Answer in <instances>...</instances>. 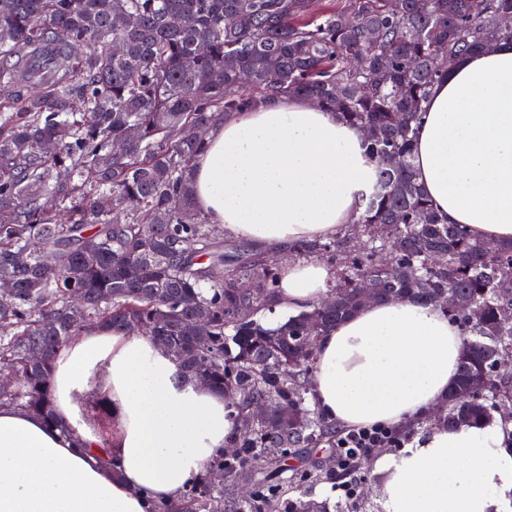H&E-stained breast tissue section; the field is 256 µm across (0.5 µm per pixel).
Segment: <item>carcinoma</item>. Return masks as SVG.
<instances>
[{"instance_id":"cac0c4a2","label":"carcinoma","mask_w":512,"mask_h":512,"mask_svg":"<svg viewBox=\"0 0 512 512\" xmlns=\"http://www.w3.org/2000/svg\"><path fill=\"white\" fill-rule=\"evenodd\" d=\"M509 16L512 0H0V88L11 92L0 101V278L14 283L0 292V366L16 376L0 386V405L61 426L50 374L72 337L105 325L162 338L185 373L228 394L234 419L259 400L271 416L179 501L149 512H279L286 484L299 491L288 512H314L301 485L336 472L313 455L287 461L299 448L335 452L337 426L310 400L316 350L301 341L363 307L366 279L380 302L414 297L462 324L459 378L439 424L493 420L497 403L512 400V373L495 370L498 354L512 352V244L441 220L417 184L414 143L448 59L512 41V25L500 23ZM271 97H306L377 130L365 141L375 178L356 220L294 247L335 263L336 305L274 325L258 313L275 311V264L224 243L190 184L216 113ZM118 140L127 147L114 154ZM33 241L54 253V267ZM382 253L403 277L376 261ZM132 263L144 274L129 284ZM455 295L474 311L454 308ZM216 470L223 488L210 480Z\"/></svg>"}]
</instances>
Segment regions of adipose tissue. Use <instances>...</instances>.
<instances>
[{
    "instance_id": "ef3b65f1",
    "label": "adipose tissue",
    "mask_w": 512,
    "mask_h": 512,
    "mask_svg": "<svg viewBox=\"0 0 512 512\" xmlns=\"http://www.w3.org/2000/svg\"><path fill=\"white\" fill-rule=\"evenodd\" d=\"M363 140L308 99L267 100L210 129L192 163L195 201L209 223L261 249L334 236L373 176ZM414 166L448 223L512 242V42L457 61L435 85ZM335 278L323 261L283 264L280 307L318 303ZM462 351L441 307L370 303L319 338L311 395L345 426H405L447 399ZM51 386L69 432L0 408V512H146L147 497L178 500L239 431L222 391L137 333L84 330L58 353ZM92 400L111 436L91 420ZM106 453L118 467L102 463ZM374 465L386 474L383 512H512V439L498 424L435 429Z\"/></svg>"
}]
</instances>
